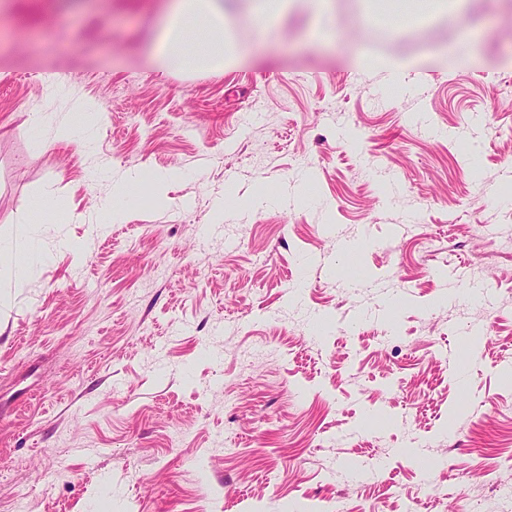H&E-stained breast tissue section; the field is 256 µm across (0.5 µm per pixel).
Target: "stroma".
Listing matches in <instances>:
<instances>
[{
    "mask_svg": "<svg viewBox=\"0 0 512 512\" xmlns=\"http://www.w3.org/2000/svg\"><path fill=\"white\" fill-rule=\"evenodd\" d=\"M330 7L161 79L145 0H0V512H512V0ZM174 174H149L144 175L142 172L128 173L120 179L112 182L111 192L107 201L100 209L102 221L101 223H108L109 220L116 214L118 206L124 204L136 196H138L141 187L146 181H151L158 189H160L169 180L174 179Z\"/></svg>",
    "mask_w": 512,
    "mask_h": 512,
    "instance_id": "1",
    "label": "stroma"
}]
</instances>
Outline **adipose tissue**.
Here are the masks:
<instances>
[{
    "instance_id": "1",
    "label": "adipose tissue",
    "mask_w": 512,
    "mask_h": 512,
    "mask_svg": "<svg viewBox=\"0 0 512 512\" xmlns=\"http://www.w3.org/2000/svg\"><path fill=\"white\" fill-rule=\"evenodd\" d=\"M151 52L163 72L194 73L223 69L236 48L224 32V0H165L163 21L156 28ZM168 175H144L135 171L114 180L110 195L100 209L111 220L119 205L138 196L145 182L163 186Z\"/></svg>"
}]
</instances>
